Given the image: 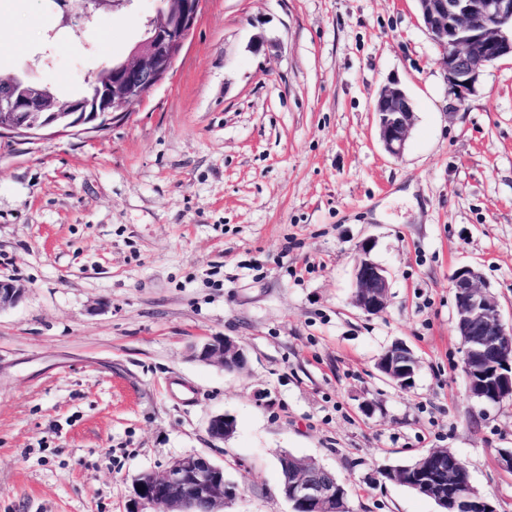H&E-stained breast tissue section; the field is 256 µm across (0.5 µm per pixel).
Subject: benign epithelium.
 <instances>
[{"label":"benign epithelium","instance_id":"obj_1","mask_svg":"<svg viewBox=\"0 0 512 512\" xmlns=\"http://www.w3.org/2000/svg\"><path fill=\"white\" fill-rule=\"evenodd\" d=\"M132 0H84L74 8L63 5L61 24L75 27L93 13L116 12ZM418 13L433 41L443 53L451 84L460 93L473 89L480 68L512 56V0H416ZM202 8V0H167L165 10L146 23L143 38L129 56L112 66L110 74L91 93L75 100L56 99L41 88L23 82L0 91V137H35L45 131L66 132L76 128L102 130L129 115V108L145 100L155 87L171 74L175 61L191 34ZM376 125L385 151L403 154L414 121L412 99L398 81L383 86L373 104ZM362 248L354 273V304L363 312L376 315L389 302V280L385 268ZM456 299V330L468 337L465 367L501 363L496 371L473 370L470 383L482 390H495L499 403L512 395V324L504 323L498 302L471 267L460 268L451 277ZM24 289L13 280H0V311L16 306ZM386 364V376H399L405 387L413 379L419 362L402 343ZM204 362L218 363L229 371L246 365L243 347L233 338L215 337L195 351ZM235 421L217 414L208 421L207 433L222 441L234 433ZM438 464L437 474L415 486L421 495L443 506L458 505L461 478L455 475L457 457L446 449L431 451ZM285 475L283 497L293 512H337L339 498L336 477L314 461L304 459L288 469V456L279 459ZM133 508L129 512H222L237 497L236 486L224 480V468L206 456L194 454L176 460L162 474L144 471L134 480Z\"/></svg>","mask_w":512,"mask_h":512}]
</instances>
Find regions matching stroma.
I'll list each match as a JSON object with an SVG mask.
<instances>
[{"instance_id":"35a3bbf8","label":"stroma","mask_w":512,"mask_h":512,"mask_svg":"<svg viewBox=\"0 0 512 512\" xmlns=\"http://www.w3.org/2000/svg\"><path fill=\"white\" fill-rule=\"evenodd\" d=\"M164 0L79 28L54 0H0V68L79 94ZM415 0H204L171 76L102 131L0 138V512H127L133 480L202 454L237 498L292 512L282 452L315 460L350 512H439L381 478L436 448L512 512V399L470 397L453 272L512 320V59L458 97ZM414 103L400 157L372 106ZM390 299L353 304L361 244ZM230 336L245 368L198 360ZM402 342L420 369L376 364ZM227 414L236 431L207 433Z\"/></svg>"}]
</instances>
